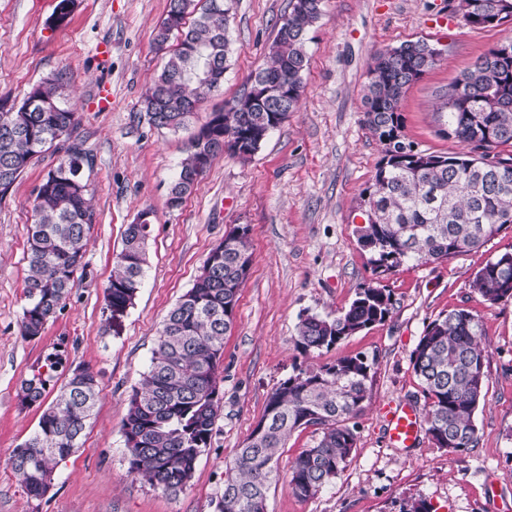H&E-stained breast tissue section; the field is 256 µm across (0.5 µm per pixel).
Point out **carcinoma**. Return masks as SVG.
Here are the masks:
<instances>
[{
	"label": "carcinoma",
	"instance_id": "cac0c4a2",
	"mask_svg": "<svg viewBox=\"0 0 512 512\" xmlns=\"http://www.w3.org/2000/svg\"><path fill=\"white\" fill-rule=\"evenodd\" d=\"M448 16L469 27L512 29V0H448ZM323 0H290L288 15L270 46L268 61L251 80L268 92L261 99L247 91L215 111L190 139L171 184L169 203L190 196L206 166L216 158L218 137L249 136L250 158L303 93L310 29ZM197 14L187 23L191 14ZM229 18L224 0H169L154 44L165 49L172 32L177 47L149 88L144 109L151 125L177 131L198 103L224 83L230 54ZM439 51L425 40L406 41L379 53L368 71L364 123L383 146L372 185L361 206L366 224L358 243L371 254L378 274L405 262L449 260L476 248L512 224V155L509 165L488 167L476 149L512 147V60L501 66L473 63L443 95L447 109L443 135L466 148L463 153H425L403 134L400 101L406 89L436 63ZM59 73L34 85L17 106L0 111V199L31 162L50 148L64 152L36 188L35 221L28 230L20 334L42 335L56 319L76 285L95 212L83 180L91 166L79 119L65 101ZM249 229L224 236L208 253L202 271L165 317L150 364L128 397L123 422L129 473L176 495L190 486L197 461L211 447L222 401L218 369L224 339L234 324L240 287L249 270ZM149 225L129 224L105 290L106 311L126 310L135 300L147 265ZM471 288L491 305L512 299V251L489 259ZM392 295L370 285L356 293L336 317L307 314L300 319L296 348L322 354L340 341L390 316ZM479 314L448 310L425 328L411 354L428 406L425 434L451 452L476 448L480 435L474 416L485 400L489 354L483 346ZM60 359L49 357L26 379L21 401L43 402ZM371 365L361 354L317 368L298 369L268 394L264 411L238 449L227 471L215 512H266L271 485L278 482V451L297 431L314 428L313 444L288 470V488L301 500L315 497L345 468L357 448L351 420L370 398ZM99 395L98 380L87 369L74 370L42 410L34 432L11 457V468L25 493L42 497L55 465L79 447Z\"/></svg>",
	"mask_w": 512,
	"mask_h": 512
}]
</instances>
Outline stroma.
I'll return each instance as SVG.
<instances>
[{
  "label": "stroma",
  "mask_w": 512,
  "mask_h": 512,
  "mask_svg": "<svg viewBox=\"0 0 512 512\" xmlns=\"http://www.w3.org/2000/svg\"><path fill=\"white\" fill-rule=\"evenodd\" d=\"M58 3L0 0V104H20L42 79L65 74L78 133L93 159L83 177L96 222L85 276L42 335L26 339L19 321L28 228L36 188L59 153L34 159L0 200V512H214L227 468L271 390L295 369L355 354L371 365V399L355 419L352 458L309 500L296 498L285 483L272 485L267 512H411L421 502L431 512H512V300L490 305L471 289L488 259L512 251V225L450 260L408 262L382 276L357 241L360 198L382 158L363 116L374 56L418 39L438 49L435 65L401 101L403 133L419 150L454 153L459 146L442 135L438 120L442 96L503 38V29L453 19L438 25L448 0H324L308 34L298 109L251 158L218 155L195 192L173 208L169 186L189 140L211 112L247 91L288 14V0H233L224 85L175 132L153 127L142 104L165 63L154 36L169 0H75L68 19L56 24ZM103 85L112 92L107 104L97 96ZM145 211L151 233L144 279L133 305L112 320L105 287L126 225ZM239 225L249 228L252 264L218 370L217 433L190 486L170 495L128 472L122 433L128 396L150 363L167 312L192 287L212 247ZM368 285L390 289L389 318L328 352L300 353L294 343L300 317L335 316ZM460 306L480 314L489 353L488 392L475 413L480 444L451 452L423 435L413 447L393 446L383 409L396 400L425 407L411 352L431 321ZM53 355L61 367L48 396L78 367L96 374L101 393L81 445L54 468L46 494L34 499L9 460L40 416L39 408L22 404L21 384Z\"/></svg>",
  "instance_id": "obj_1"
}]
</instances>
